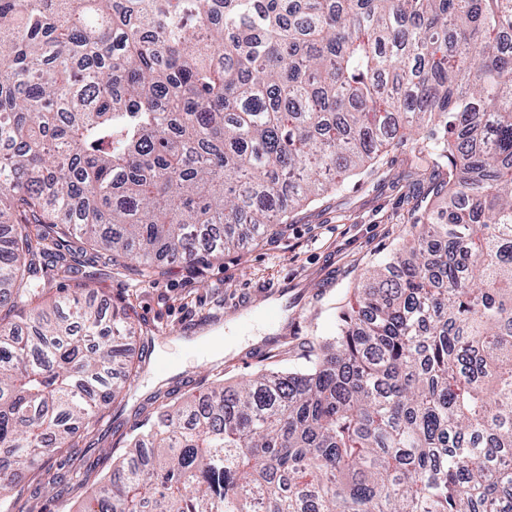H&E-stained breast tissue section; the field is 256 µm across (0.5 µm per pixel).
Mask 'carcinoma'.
I'll return each mask as SVG.
<instances>
[{
    "mask_svg": "<svg viewBox=\"0 0 512 512\" xmlns=\"http://www.w3.org/2000/svg\"><path fill=\"white\" fill-rule=\"evenodd\" d=\"M421 130L448 215L304 371L157 392L79 512H512V0H0V512L132 373L27 256L222 253Z\"/></svg>",
    "mask_w": 512,
    "mask_h": 512,
    "instance_id": "1",
    "label": "carcinoma"
}]
</instances>
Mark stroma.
<instances>
[{
  "label": "stroma",
  "instance_id": "35a3bbf8",
  "mask_svg": "<svg viewBox=\"0 0 512 512\" xmlns=\"http://www.w3.org/2000/svg\"><path fill=\"white\" fill-rule=\"evenodd\" d=\"M416 142L383 154L342 191H327L290 214L276 234L259 244L191 263L168 264L152 277L134 272V261L112 260L71 238L52 255L35 260L46 300L92 292L123 311L137 335L152 347L144 369L132 377L119 407L77 447L61 448L42 464L40 477H26L14 491V512H76L98 477L126 451L124 433L134 412L158 386L185 397L249 377L259 369L305 366L313 345L333 335L342 312L368 270L417 233L419 206L434 202V179L418 172ZM288 289L279 322L237 321L242 297L257 302L275 285ZM226 335L224 355L183 351L180 343L214 330Z\"/></svg>",
  "mask_w": 512,
  "mask_h": 512
}]
</instances>
